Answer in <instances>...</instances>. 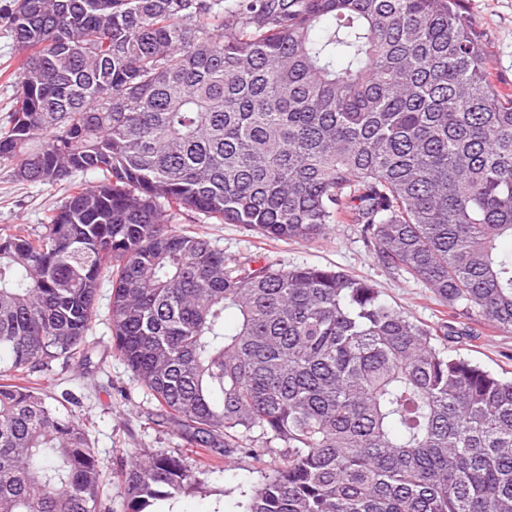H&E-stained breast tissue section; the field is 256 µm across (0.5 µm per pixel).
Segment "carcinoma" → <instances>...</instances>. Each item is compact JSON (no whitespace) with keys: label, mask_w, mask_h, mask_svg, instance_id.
<instances>
[{"label":"carcinoma","mask_w":512,"mask_h":512,"mask_svg":"<svg viewBox=\"0 0 512 512\" xmlns=\"http://www.w3.org/2000/svg\"><path fill=\"white\" fill-rule=\"evenodd\" d=\"M13 0L22 80L0 162L73 182L43 231H0V512H98L78 397L11 382L116 355L188 445L279 453L239 512H512V377L452 354L512 332V85L464 0ZM271 241L360 224L448 309L429 325L341 270L241 266L171 220ZM127 512L196 481L121 464Z\"/></svg>","instance_id":"cac0c4a2"}]
</instances>
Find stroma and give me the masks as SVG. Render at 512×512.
<instances>
[{
	"label": "stroma",
	"mask_w": 512,
	"mask_h": 512,
	"mask_svg": "<svg viewBox=\"0 0 512 512\" xmlns=\"http://www.w3.org/2000/svg\"><path fill=\"white\" fill-rule=\"evenodd\" d=\"M9 2L0 0L1 130L9 125L15 92L22 79L19 53L5 19ZM465 6L470 19L491 42L492 73L512 84V0H465ZM67 195V182L52 186L23 183L15 179L13 163H1L0 228L25 224L41 229L47 216ZM171 226L177 231L199 233L223 250L226 257L241 264L270 261L287 268L305 264L343 270L372 281L392 304L418 321L433 324L440 318V305L422 283L391 273L377 262L360 225H333L326 236L312 242H273L247 225L221 224L191 211L175 216ZM110 294L109 283H102L90 337L91 367L52 360L29 376L46 397L66 390L79 397L74 415L86 424L98 465L111 483L107 497L101 501V512L125 510L120 474L123 458L134 451L156 448L180 456L201 480L197 488L177 497L170 506L171 512H236L243 494L259 487L265 474L279 465V456L269 453L258 458L234 449L220 467L212 468L168 426L157 424L156 401L112 350L106 320ZM451 348L488 369L512 372V333L483 326L477 337L460 338Z\"/></svg>",
	"instance_id": "35a3bbf8"
}]
</instances>
